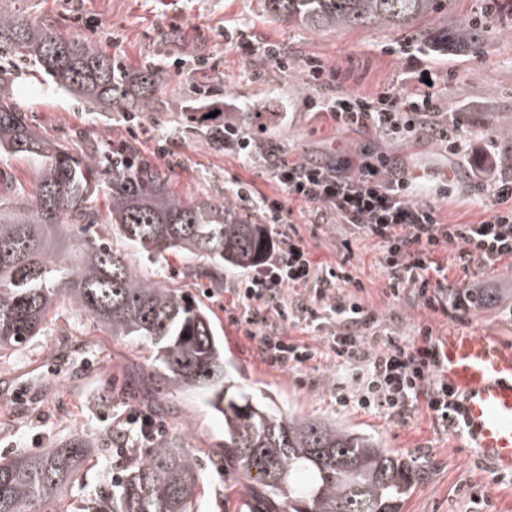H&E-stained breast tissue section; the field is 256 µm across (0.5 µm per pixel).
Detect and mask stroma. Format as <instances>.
<instances>
[{
	"mask_svg": "<svg viewBox=\"0 0 512 512\" xmlns=\"http://www.w3.org/2000/svg\"><path fill=\"white\" fill-rule=\"evenodd\" d=\"M498 4L487 23L483 50L475 54L426 46L395 29L313 31L271 17L266 0H0L2 11L34 18L63 35L79 32L107 55L120 57L128 77L145 67L160 68L167 85L151 111L138 116L144 133L134 140L123 113H96L58 91L37 65L1 66L0 82L8 83L21 109L47 137L75 150L97 147L105 154L117 144L132 143L182 196L228 198L239 180L252 185L254 192L281 195L263 162L241 168L235 150L212 144L208 129L185 122V114L198 107L205 89L212 88L224 101L217 124H237L257 144L276 145L286 160L325 167L342 164L355 174L364 161L386 159L390 167L426 181L427 198L436 201L443 223L473 224L487 213L474 203L472 149L489 148L500 172L512 174V137L506 135L512 130V0ZM485 6V0H450L447 8L421 18L419 24L452 29L478 16ZM76 13L87 18V25L73 23ZM243 39L256 46L280 44L290 66L280 69L242 54L238 44ZM202 55L218 58L217 75L200 70ZM412 56L438 75L432 92L449 119L459 123L465 145L459 154L446 152L427 131L411 139L373 134L329 124L308 111L306 102L314 90L306 82V58H319L337 69L332 93L375 97L408 87L407 62ZM161 139L170 151L165 158L156 152ZM446 176L452 191L440 200L435 190ZM289 208V224L270 227L275 246H282L293 228L316 263L332 267L350 255L351 273L365 286L362 300L377 319L378 341L390 334L413 337L425 323L435 336H444L475 321L512 341V305H452L442 314L408 295L392 299L376 241L332 220L315 221L313 206L293 201ZM436 258L448 268L450 287L512 288V259L488 270L466 268L454 246L438 251ZM133 259L148 277L204 295L244 391L271 395L286 413L331 417L372 433L385 448L411 461L422 479L403 512H512V479L498 478L481 464L464 435L435 425L424 406L401 416L345 406L336 399V369L330 360H313L296 372L262 361L245 325L229 319L245 270L225 269L206 288L197 275V260L177 253L168 254L161 266L147 263L138 253ZM151 372L150 348L99 333L71 309L58 310L27 347L0 353V452H35L80 434L106 449L124 430L128 413L134 412L155 421L157 437L214 461L222 458L224 425L197 398L167 389L146 403L142 394ZM486 487L493 490L489 509L473 497ZM201 501L204 512L252 509L251 493L234 476L213 478Z\"/></svg>",
	"mask_w": 512,
	"mask_h": 512,
	"instance_id": "35a3bbf8",
	"label": "stroma"
}]
</instances>
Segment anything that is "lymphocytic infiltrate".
Instances as JSON below:
<instances>
[{
    "label": "lymphocytic infiltrate",
    "instance_id": "obj_1",
    "mask_svg": "<svg viewBox=\"0 0 512 512\" xmlns=\"http://www.w3.org/2000/svg\"><path fill=\"white\" fill-rule=\"evenodd\" d=\"M427 76V68L416 66L412 69L413 89L408 93L386 91L375 98L356 94L313 97L308 109L339 126L390 131L407 138L418 136L428 126L446 151L460 152L456 125L428 123L439 105ZM224 144L235 148L244 164L261 157L272 170L282 198L257 195L241 185L236 188L237 197L256 206L270 223H284L287 202L298 200L315 206L317 219L335 215L339 223L377 241L380 264L388 278L387 293L392 298L408 294L426 308L438 310L448 293L444 268L434 258L443 247L457 246L460 261L484 267L512 257V179L493 168L480 169L475 183L477 201L485 207L487 218L475 224H445L435 205L416 199L415 187L406 175L394 172L383 176L371 163L364 164L356 175L341 166L291 165L280 161L273 147L259 157L250 138L232 124L224 127ZM338 283L344 286L342 294L331 293V286ZM309 284L320 311L337 325L320 351L289 341L273 327L275 320L289 315L287 291ZM364 290L363 283L344 265L321 267L301 241L292 240L274 262L246 278L238 293L239 319L249 325L262 358L275 365L297 370L321 355L331 359L338 371L339 403L400 415L422 402L437 424L457 431V424L450 421L454 395L436 371L432 327H418L416 340L396 336L383 347H375L368 339L375 317L362 302Z\"/></svg>",
    "mask_w": 512,
    "mask_h": 512
}]
</instances>
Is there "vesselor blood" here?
Wrapping results in <instances>:
<instances>
[{
	"mask_svg": "<svg viewBox=\"0 0 512 512\" xmlns=\"http://www.w3.org/2000/svg\"><path fill=\"white\" fill-rule=\"evenodd\" d=\"M435 344L438 377L455 395L470 448L495 472L512 475V343L471 325Z\"/></svg>",
	"mask_w": 512,
	"mask_h": 512,
	"instance_id": "1",
	"label": "vessel or blood"
}]
</instances>
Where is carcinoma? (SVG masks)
I'll return each instance as SVG.
<instances>
[{
  "instance_id": "carcinoma-1",
  "label": "carcinoma",
  "mask_w": 512,
  "mask_h": 512,
  "mask_svg": "<svg viewBox=\"0 0 512 512\" xmlns=\"http://www.w3.org/2000/svg\"><path fill=\"white\" fill-rule=\"evenodd\" d=\"M266 2L274 16L318 31L408 30L437 0ZM413 35L424 44L477 52L487 30L470 23ZM2 44L96 107L149 112L165 82L158 68L122 78L112 58L83 37L63 38L21 15L0 13ZM1 151L35 159L40 169L30 192L0 182V352L28 344L66 303L97 330L153 350L157 389L191 391L223 418L222 467L254 483L260 512H401L421 480L409 461L371 433L325 418L289 417L269 396L240 395L211 311L148 278L96 231L108 226L125 246L157 262L183 252L222 270L263 264L272 249L264 225L224 199L176 194L147 162L106 174L99 152H77L46 137L8 94L0 96ZM102 188L105 214L91 205ZM506 293L466 288L462 297L490 307ZM93 452L77 436L35 453L0 455V512H73L63 493L79 482ZM207 478L200 456L155 439L117 481L82 493L80 512H198Z\"/></svg>"
}]
</instances>
